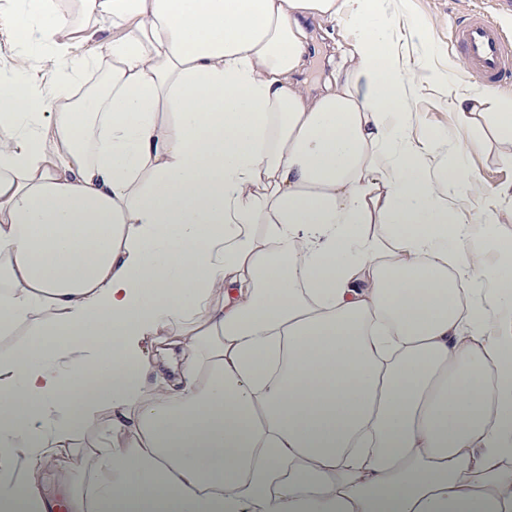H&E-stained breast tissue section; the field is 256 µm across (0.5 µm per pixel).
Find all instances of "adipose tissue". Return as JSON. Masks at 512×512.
Instances as JSON below:
<instances>
[{
	"instance_id": "ef3b65f1",
	"label": "adipose tissue",
	"mask_w": 512,
	"mask_h": 512,
	"mask_svg": "<svg viewBox=\"0 0 512 512\" xmlns=\"http://www.w3.org/2000/svg\"><path fill=\"white\" fill-rule=\"evenodd\" d=\"M75 3L119 31L90 96L58 0H0V512L91 431L70 512H512V240L451 207L461 148L427 179L386 0ZM454 110L512 162V98ZM311 49V58L313 63L308 67V70L303 77L304 87L310 92L314 93L322 84V80L326 75L331 72V65L328 63L330 49L323 48L319 43L316 44V53ZM326 53V54H325Z\"/></svg>"
}]
</instances>
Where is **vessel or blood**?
Returning <instances> with one entry per match:
<instances>
[{
  "label": "vessel or blood",
  "instance_id": "1",
  "mask_svg": "<svg viewBox=\"0 0 512 512\" xmlns=\"http://www.w3.org/2000/svg\"><path fill=\"white\" fill-rule=\"evenodd\" d=\"M454 38L467 72L486 87L512 73V37L492 14L480 11L456 24Z\"/></svg>",
  "mask_w": 512,
  "mask_h": 512
}]
</instances>
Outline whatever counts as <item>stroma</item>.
<instances>
[{
    "label": "stroma",
    "mask_w": 512,
    "mask_h": 512,
    "mask_svg": "<svg viewBox=\"0 0 512 512\" xmlns=\"http://www.w3.org/2000/svg\"><path fill=\"white\" fill-rule=\"evenodd\" d=\"M481 0H388L395 28L402 33L400 53L411 68V121L413 137L430 133L446 135L448 141L467 148L468 184L451 199L452 205L469 216L480 215L487 193L500 192L496 226L498 233L512 236V163L501 158L502 148L486 118L470 129L458 128L451 107L455 97L481 90L465 70L451 37V27Z\"/></svg>",
    "instance_id": "35a3bbf8"
}]
</instances>
